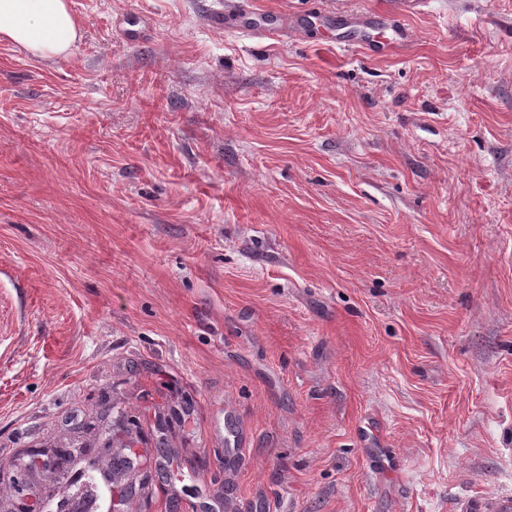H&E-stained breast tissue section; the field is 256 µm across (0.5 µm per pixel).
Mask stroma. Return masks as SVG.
<instances>
[{
	"label": "stroma",
	"instance_id": "1",
	"mask_svg": "<svg viewBox=\"0 0 512 512\" xmlns=\"http://www.w3.org/2000/svg\"><path fill=\"white\" fill-rule=\"evenodd\" d=\"M224 2L71 0L54 62L0 39V460L107 400L149 468L187 402L136 512L512 499V0H430L379 57ZM225 4L224 12L213 13L211 16L212 27L227 30L230 25L242 22L238 27L242 32L256 33L259 36L274 35L288 38V34H293L288 17L280 14H268L263 23L251 22L256 14L252 0H229Z\"/></svg>",
	"mask_w": 512,
	"mask_h": 512
}]
</instances>
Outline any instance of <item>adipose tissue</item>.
<instances>
[{
	"mask_svg": "<svg viewBox=\"0 0 512 512\" xmlns=\"http://www.w3.org/2000/svg\"><path fill=\"white\" fill-rule=\"evenodd\" d=\"M0 37L33 57H70L79 24L69 0H0Z\"/></svg>",
	"mask_w": 512,
	"mask_h": 512,
	"instance_id": "obj_1",
	"label": "adipose tissue"
}]
</instances>
